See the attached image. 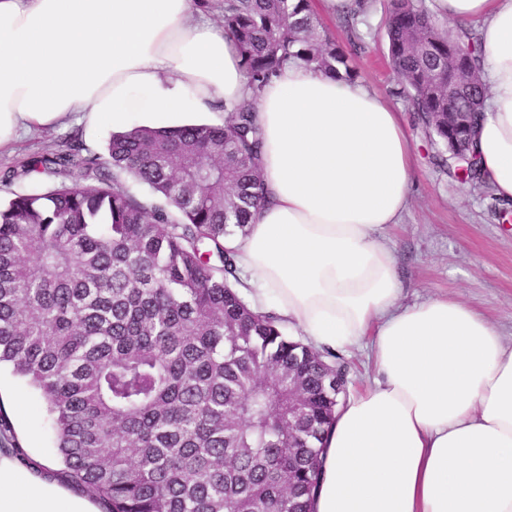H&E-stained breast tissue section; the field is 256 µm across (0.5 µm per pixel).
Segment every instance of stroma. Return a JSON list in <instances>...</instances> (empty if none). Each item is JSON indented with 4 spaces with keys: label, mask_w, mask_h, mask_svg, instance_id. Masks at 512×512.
Wrapping results in <instances>:
<instances>
[{
    "label": "stroma",
    "mask_w": 512,
    "mask_h": 512,
    "mask_svg": "<svg viewBox=\"0 0 512 512\" xmlns=\"http://www.w3.org/2000/svg\"><path fill=\"white\" fill-rule=\"evenodd\" d=\"M363 42H356L342 17L324 13L311 0L327 33L350 56L355 82L385 96L402 112L412 134L417 178L413 201L403 224L392 234L402 280V301L419 302L435 295L459 299L489 317L503 332L512 331V223L497 218L495 197L463 181L455 168L435 161L439 151L400 95L390 66L385 35L389 0H371ZM110 128L87 129L77 121L54 128L34 127L0 151V173L19 168L28 158L60 149L76 135L94 152H102ZM348 369V387L361 390L373 378L370 341L335 351ZM0 406L16 440L40 462L56 458L53 432L39 395L8 374L0 375Z\"/></svg>",
    "instance_id": "35a3bbf8"
}]
</instances>
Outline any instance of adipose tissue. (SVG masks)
<instances>
[{
    "label": "adipose tissue",
    "instance_id": "1",
    "mask_svg": "<svg viewBox=\"0 0 512 512\" xmlns=\"http://www.w3.org/2000/svg\"><path fill=\"white\" fill-rule=\"evenodd\" d=\"M474 30L489 88L472 150L512 201V0H433ZM234 41L192 0H0V149L77 118L125 132L241 99ZM265 202L225 238L252 306L320 350L371 336L375 377L336 410L312 512H512V342L440 296L402 304L389 231L416 171L401 113L366 87L303 66L257 105ZM0 512H97L59 479L0 455Z\"/></svg>",
    "mask_w": 512,
    "mask_h": 512
}]
</instances>
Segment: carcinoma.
<instances>
[{"instance_id":"cac0c4a2","label":"carcinoma","mask_w":512,"mask_h":512,"mask_svg":"<svg viewBox=\"0 0 512 512\" xmlns=\"http://www.w3.org/2000/svg\"><path fill=\"white\" fill-rule=\"evenodd\" d=\"M219 8L247 79L222 124L114 133L106 158L75 135L0 176L77 177L0 203V366L39 392L60 475L103 512H311L335 418L332 352L289 339L240 299L224 237L246 234L264 200L255 112L265 86L294 65L350 79L349 58L310 0ZM365 8L353 0L350 29ZM385 30L404 98L452 152L448 108L475 123L486 97L480 44L417 0H391ZM450 47L469 74L451 105ZM0 439L47 473L1 408Z\"/></svg>"}]
</instances>
